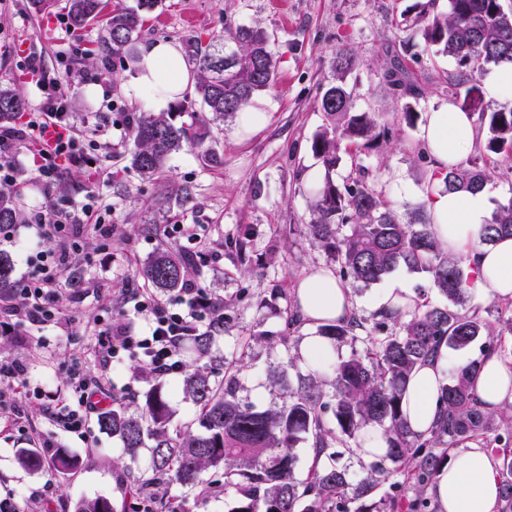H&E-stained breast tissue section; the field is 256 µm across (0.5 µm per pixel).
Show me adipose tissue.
<instances>
[{
	"label": "adipose tissue",
	"mask_w": 512,
	"mask_h": 512,
	"mask_svg": "<svg viewBox=\"0 0 512 512\" xmlns=\"http://www.w3.org/2000/svg\"><path fill=\"white\" fill-rule=\"evenodd\" d=\"M135 85L148 89L154 111H165L192 84L193 78L181 52L171 43L156 41L140 48L133 75ZM425 146L438 166L457 162L477 139L474 116L448 105L430 113L422 129ZM486 193H439L429 209L433 236L450 251L468 255L475 270L472 288L478 302L512 299V239L483 246L481 230L489 216ZM295 299L308 325L337 323L349 318L352 300L334 273L314 269L299 281ZM447 352L418 366L402 401L403 415L411 429L428 432L438 413V394L446 382ZM476 392L487 408L512 404V367L497 355L483 356ZM439 512H493L499 499V481L486 449L473 445L453 452L428 488Z\"/></svg>",
	"instance_id": "adipose-tissue-1"
}]
</instances>
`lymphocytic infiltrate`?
<instances>
[{
  "instance_id": "1",
  "label": "lymphocytic infiltrate",
  "mask_w": 512,
  "mask_h": 512,
  "mask_svg": "<svg viewBox=\"0 0 512 512\" xmlns=\"http://www.w3.org/2000/svg\"><path fill=\"white\" fill-rule=\"evenodd\" d=\"M25 70L34 75L40 100L19 124L0 127V153L9 152L26 139L37 143V180L48 189L61 177L65 164L85 163L89 157L82 140L71 130L72 90L47 81L37 62H28ZM95 203V196L89 194L79 206L52 202L31 214L37 235L52 241L53 246L29 254L30 277L20 287L0 294L1 336L16 334L28 324L40 326L64 320L60 301L83 238L89 234L104 238L109 234L108 225L84 221L93 213ZM133 301L135 312L146 323L145 330H137L130 321L96 323L90 329L87 350L99 365L98 373L89 375L73 368L69 379L71 398L46 395L49 421L55 429L88 441L87 421L99 411V398L115 366L133 359L162 378L180 374L182 353L192 333L204 326L219 327L224 316L222 303L192 281L179 289L176 300L159 298L151 289L142 288Z\"/></svg>"
}]
</instances>
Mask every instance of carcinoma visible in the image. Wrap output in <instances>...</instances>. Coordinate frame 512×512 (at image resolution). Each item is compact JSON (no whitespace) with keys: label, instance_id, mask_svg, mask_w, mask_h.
<instances>
[{"label":"carcinoma","instance_id":"obj_1","mask_svg":"<svg viewBox=\"0 0 512 512\" xmlns=\"http://www.w3.org/2000/svg\"><path fill=\"white\" fill-rule=\"evenodd\" d=\"M163 0H136L133 6L117 5L106 24L108 51L135 63L140 32L147 14ZM101 0H68L71 28L83 31L97 19ZM426 43L440 47L452 57L459 78L448 83V94L461 101L465 112L478 115L479 127L487 129L483 146L486 156L512 152V107L493 112L483 107L482 78L493 67L512 63V10L501 0H448V12L436 13L423 28ZM224 43L230 51L198 39L186 41L187 60L197 78L193 98L212 117L177 126L166 117L141 112L132 117L128 133L135 149L130 166L145 177L165 172L169 157L186 148L204 158L216 157L206 149L212 137L211 124L247 107L257 95L272 89L278 75V59L271 36L260 27L228 25ZM355 66L352 50L340 48L332 58L338 83L326 88L319 102L326 123L314 136L312 151L326 172L341 162L342 144L357 149L385 134L374 112L353 109V90L346 77ZM389 83L411 98L403 107L406 121L415 112L417 88L400 61L385 73ZM26 106L24 97L10 87H0V126L11 125ZM354 171L341 183L326 178L314 191L312 219L304 225L311 243L339 268L343 280L369 286L396 268L426 273L450 305L418 302L414 309L398 307L379 312L376 321L352 313L345 322L323 325L319 334L332 344L358 342L354 351L331 365V383L325 384L313 371L294 387L286 366L269 370L270 387L281 404L267 409L238 396L239 373L247 367L237 359L224 364V377L213 366L187 364L183 392L199 407L198 427L170 429L173 410L155 386L144 394L141 412L122 407L104 411L101 429L118 438L125 454L136 459L149 451L150 484L177 483L199 490L200 495L224 494L235 500L232 512H401L412 495L409 512H437L426 490L451 453L466 440L494 434L493 442L512 441V405L495 414L480 402L474 381L480 370L475 359L457 369L439 393V416L426 433H415L402 415L401 400L411 373L446 346L464 349L482 337L489 338L485 352L498 353L489 323L477 307L467 306L475 279L474 268L463 254H451L435 240L429 228L426 204L402 205L398 212L382 200L368 180L357 154L348 152ZM445 193L474 192L504 177L495 162L450 165L437 172ZM14 193L0 191V227L21 222ZM512 237V198L499 205L485 224L479 244L490 245ZM186 258L160 250L138 270L143 281L161 293L182 287ZM10 258L0 253V291L16 287ZM199 356L211 353L213 336L200 332L189 338ZM371 426L387 435L383 458L365 464V475L347 492V471L340 464L341 452L358 444L361 432ZM304 441L312 445L307 477H295L296 449ZM499 512H512V453L499 455ZM18 465L36 470L42 457L34 448L17 453ZM220 474L209 480L204 474ZM389 491L376 494V488ZM75 512H113L105 498L81 500Z\"/></svg>","mask_w":512,"mask_h":512}]
</instances>
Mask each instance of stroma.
Masks as SVG:
<instances>
[{
	"label": "stroma",
	"instance_id": "1",
	"mask_svg": "<svg viewBox=\"0 0 512 512\" xmlns=\"http://www.w3.org/2000/svg\"><path fill=\"white\" fill-rule=\"evenodd\" d=\"M447 10L448 0H164L146 21L143 42L167 41L181 49L190 38L218 44L225 24L253 25L271 35L280 64L275 89L252 105L267 115L260 130L240 138L234 119L214 123L208 146L215 161L183 150L171 156L165 176L147 179L128 167L132 139L105 134L122 113L147 111L150 94L133 85L131 71H106L103 24L92 23L77 36L68 30L67 0H41L37 6L31 0H0V86L17 89L27 104L36 103L39 91L21 68L30 55L45 77L74 89L71 128L90 140L89 154L100 173L94 179L85 167L67 166L46 194L35 183L34 144L17 146L9 161L19 171L16 189L24 221L14 225L12 240L0 238V253L11 258L15 280L29 276L26 256L37 249L36 232L27 224L32 212L50 197L64 203L93 192L112 236L104 247L86 240L63 296L69 317L82 325L100 318H134L127 299L144 286L137 265L160 248L193 255L187 279L224 300V325L213 333L214 352L230 360L246 356L250 367L240 377V397L261 408L274 405L277 397L267 373L292 359L298 372L307 374L300 345L309 327L300 325L289 342L271 348L255 343L247 349L243 343L255 334L281 335L280 312L294 303L298 282L328 265L304 226L312 218L313 181L339 183L351 169L345 158L335 171L325 172L311 150L324 123L319 98L334 80L333 53L343 46L353 50L356 66L347 80L356 87L354 106L378 113L380 124L389 129L359 154L374 189L394 206L422 201L438 185L437 164L421 128L428 113L445 109L448 79L458 73L452 58L426 47L422 31L427 16ZM396 55L422 91L410 124L402 116L404 99L383 78ZM95 127L100 130L96 136L91 133ZM180 188L191 190L193 202L165 207L164 199ZM212 253L222 255L220 266L206 263ZM275 288L281 296H272ZM86 343V337H66L52 325L35 338L23 332L0 336V360L25 359L30 386L64 396L71 363L90 373L97 369L86 356ZM1 421L13 427L0 431V493L26 497L33 512H74L78 501L96 497L107 498L114 512H135L146 500L175 499L183 512H231L234 506L232 498H200L177 484L144 486L151 475L147 453L130 460L119 439L94 420L89 442L64 433L55 437L58 450L78 459L77 469L63 473L45 465L24 470L16 453L37 447L48 432L46 409L40 400L20 393L12 405L0 408Z\"/></svg>",
	"mask_w": 512,
	"mask_h": 512
}]
</instances>
